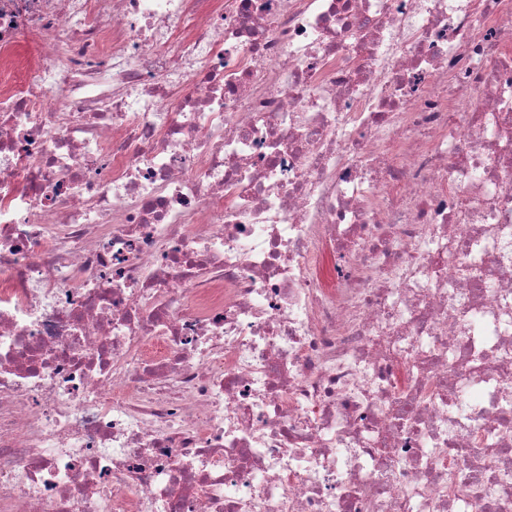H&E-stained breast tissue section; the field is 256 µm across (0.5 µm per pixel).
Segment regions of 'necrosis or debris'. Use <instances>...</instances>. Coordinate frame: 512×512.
Listing matches in <instances>:
<instances>
[{
	"instance_id": "4bbe7bcc",
	"label": "necrosis or debris",
	"mask_w": 512,
	"mask_h": 512,
	"mask_svg": "<svg viewBox=\"0 0 512 512\" xmlns=\"http://www.w3.org/2000/svg\"><path fill=\"white\" fill-rule=\"evenodd\" d=\"M0 512H512V0H0Z\"/></svg>"
}]
</instances>
